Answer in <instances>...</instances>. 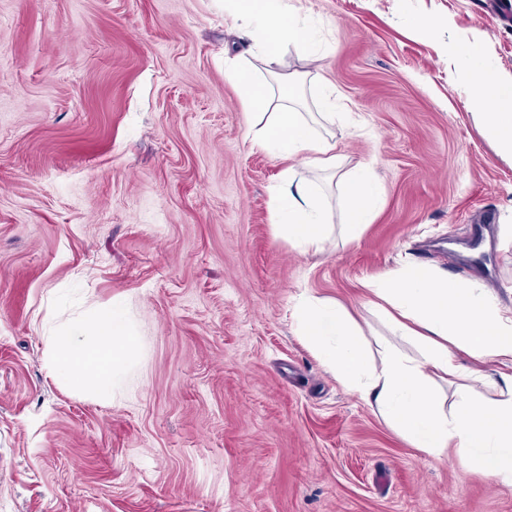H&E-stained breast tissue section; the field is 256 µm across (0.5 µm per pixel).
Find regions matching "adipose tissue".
I'll use <instances>...</instances> for the list:
<instances>
[{
    "label": "adipose tissue",
    "instance_id": "obj_1",
    "mask_svg": "<svg viewBox=\"0 0 512 512\" xmlns=\"http://www.w3.org/2000/svg\"><path fill=\"white\" fill-rule=\"evenodd\" d=\"M232 18L246 35L262 38L260 62L268 74L283 65V49L293 44L316 58L319 46L312 30L302 24L291 0H228ZM471 65V100L494 102L496 111L476 119L501 157L512 161V79L478 59L475 46L458 45ZM241 106L248 116L275 109L273 120L257 129L252 143L286 157L308 171L335 172L336 144L322 132L336 120L327 93H320V115L277 105L264 86L240 82ZM342 231L358 239L372 223L380 202V186L371 165L363 164L339 177ZM272 217L280 234L303 251L322 250L332 226L315 183L286 173L272 196ZM370 304L386 319L394 334L419 345V356L385 347L372 359L360 336V326L345 306L308 296L296 310L298 331L346 390L376 407L380 415L413 448L430 456L454 452L466 466L499 483L512 485V373L493 379L479 363H512V316L493 300L489 288L448 279L425 265H405L368 281ZM47 362L63 384L110 401L140 354L139 337L125 305L111 303L67 324L48 337ZM466 377L493 391L485 407L468 398L454 406L432 388L433 377Z\"/></svg>",
    "mask_w": 512,
    "mask_h": 512
}]
</instances>
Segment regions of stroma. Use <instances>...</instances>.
Masks as SVG:
<instances>
[{"instance_id":"stroma-1","label":"stroma","mask_w":512,"mask_h":512,"mask_svg":"<svg viewBox=\"0 0 512 512\" xmlns=\"http://www.w3.org/2000/svg\"><path fill=\"white\" fill-rule=\"evenodd\" d=\"M302 111L336 101L343 169L380 209L322 251L278 234L289 163L253 148L234 65L269 77L225 0H0V512H512V486L412 448L298 333L310 294L372 355L364 282L408 262L512 308V162L456 47L512 76V0H293ZM122 301L143 348L99 402L47 366L50 325Z\"/></svg>"}]
</instances>
